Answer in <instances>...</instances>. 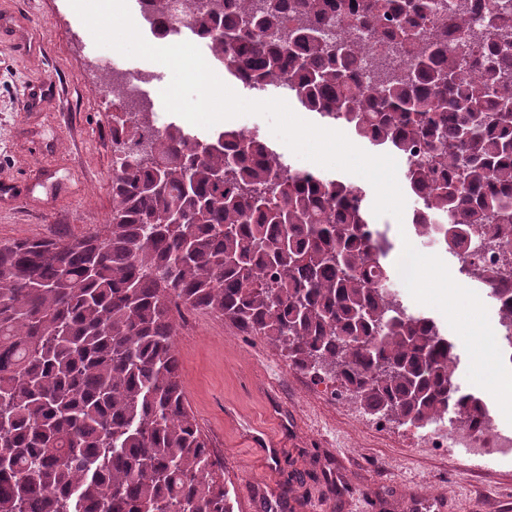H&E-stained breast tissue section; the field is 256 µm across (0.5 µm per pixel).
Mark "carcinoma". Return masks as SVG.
<instances>
[{"label": "carcinoma", "instance_id": "obj_1", "mask_svg": "<svg viewBox=\"0 0 512 512\" xmlns=\"http://www.w3.org/2000/svg\"><path fill=\"white\" fill-rule=\"evenodd\" d=\"M226 2L180 3L215 60L394 149L416 235L441 227L456 254L483 229L512 283V0L489 19L471 0L443 14L432 0ZM334 11L366 37H326ZM386 41L403 73L362 82ZM141 117L149 151L116 158L104 233L0 242V512H233L184 394L185 310L267 338L370 416L468 426L486 411L453 383V344L390 288L362 189L309 177L254 134L201 141Z\"/></svg>", "mask_w": 512, "mask_h": 512}]
</instances>
